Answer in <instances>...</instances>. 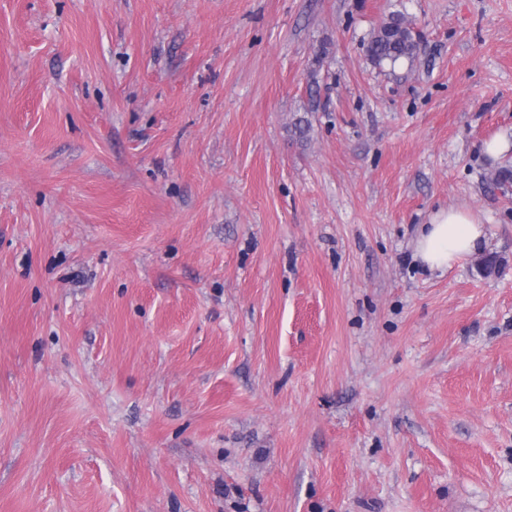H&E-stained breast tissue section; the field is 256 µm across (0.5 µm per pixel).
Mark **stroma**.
Returning <instances> with one entry per match:
<instances>
[{
	"instance_id": "obj_1",
	"label": "stroma",
	"mask_w": 512,
	"mask_h": 512,
	"mask_svg": "<svg viewBox=\"0 0 512 512\" xmlns=\"http://www.w3.org/2000/svg\"><path fill=\"white\" fill-rule=\"evenodd\" d=\"M504 137L512 0H0V512H512ZM417 49L410 28L404 17H391L380 25L371 36L367 53L369 60L376 66L395 65L403 59H411ZM485 224L474 213L455 208L434 211L418 231L413 257L432 271H444L486 244Z\"/></svg>"
}]
</instances>
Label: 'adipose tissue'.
<instances>
[{"instance_id": "adipose-tissue-1", "label": "adipose tissue", "mask_w": 512, "mask_h": 512, "mask_svg": "<svg viewBox=\"0 0 512 512\" xmlns=\"http://www.w3.org/2000/svg\"><path fill=\"white\" fill-rule=\"evenodd\" d=\"M486 233L481 218L455 208L434 211L418 231L413 256L428 269L443 271L464 256L481 251Z\"/></svg>"}]
</instances>
